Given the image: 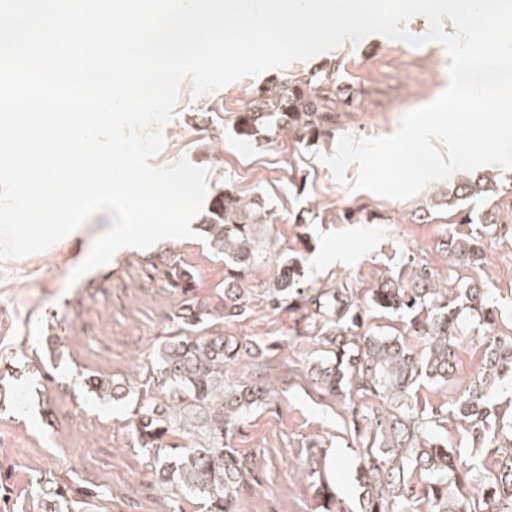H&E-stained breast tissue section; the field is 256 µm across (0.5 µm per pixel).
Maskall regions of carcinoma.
<instances>
[{
    "label": "carcinoma",
    "instance_id": "obj_1",
    "mask_svg": "<svg viewBox=\"0 0 512 512\" xmlns=\"http://www.w3.org/2000/svg\"><path fill=\"white\" fill-rule=\"evenodd\" d=\"M342 96L335 67L323 66L304 79L256 86L245 107L235 115L237 135L248 143L278 138L283 133L310 143L332 137L336 112L350 107ZM503 185L498 175L477 170L450 184L446 205L456 209L461 224H475L468 233L449 231L445 252L462 267L484 258V239L509 225L498 224L496 214H472L460 204L472 198L494 199ZM270 212L259 196H241L230 187L213 186L197 229L213 252L224 258L225 319L241 317L252 309L254 289L246 272L275 258ZM410 278L392 276L372 291L367 306L352 301L345 285L317 288L305 279L304 266L295 258L280 263L279 274L268 288L267 304L296 315L298 335L315 331L331 358L306 367L323 396L349 405L354 394L375 399L380 408L366 425L353 420L355 439L362 452L356 471L360 512H415L424 492L430 512H512V422L493 403L499 389L512 385V336H494L481 376L448 408L417 413L412 389L420 378L448 382L455 371L458 339L486 333L496 315L487 292L461 283L449 296L442 291L435 270L414 260ZM170 285L183 301L177 318L180 333L159 343L147 367L148 381L166 394L128 399L125 386L95 374H80L82 390L103 402L124 401L130 407L133 435L139 447L152 455L158 485L170 491L173 512H182V493L204 500L207 512H236L239 489L252 473L253 463L229 448L225 437L248 411L268 402L267 382L232 379L231 372L245 355L262 356L277 344H246L233 336H203L198 327L214 316L209 305L193 294L194 273L170 258ZM375 309L410 317L412 330L424 336L419 354L393 336H357L354 328ZM454 415L478 448L494 457L492 476L480 477L466 464L436 428ZM320 507L344 512L324 474L312 470ZM36 496L47 504L44 512H82L88 488L65 484L52 477L37 483Z\"/></svg>",
    "mask_w": 512,
    "mask_h": 512
}]
</instances>
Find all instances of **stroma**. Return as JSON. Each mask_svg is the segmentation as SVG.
I'll use <instances>...</instances> for the list:
<instances>
[{"label":"stroma","mask_w":512,"mask_h":512,"mask_svg":"<svg viewBox=\"0 0 512 512\" xmlns=\"http://www.w3.org/2000/svg\"><path fill=\"white\" fill-rule=\"evenodd\" d=\"M324 64L336 66L341 89L356 98L336 114L340 136L391 135L407 112L436 99L449 83V59L440 44L416 47L374 34L198 98L187 81L176 118L165 129L166 145L152 166L185 158L209 169V184L264 196L275 218L279 261L300 256L315 286L346 283L363 303L387 276L409 278L404 257L411 254L440 278L456 272L484 288L498 311L495 335L512 336V233L486 237L484 261L454 270L442 247L449 229L448 209L438 203L444 181L407 200L351 191L316 159L333 154L335 141L308 146L289 135L248 146L236 135L235 115L252 88L272 79L301 78ZM429 206L432 220L417 221L416 212ZM349 209L381 220L346 223L342 215ZM302 210L316 213L317 221L295 223ZM110 226V215L100 212L49 249L0 262V428L10 434L0 452V512H43L34 482L45 474L97 486L88 512H172L170 499L155 487L146 452L132 437L125 405L91 400L77 376L93 372L129 386L131 393L144 392L145 362L153 360L161 336L178 326L179 299L166 277L169 255L192 268L197 297L217 309L224 305V262L204 239H164L141 252L115 254L69 283L78 257L88 255ZM291 325L290 313L269 308L259 297L243 317L213 319L204 327L208 336L277 344L267 355L268 370L255 369L248 358L233 371L239 380H269L275 388L270 402L252 410L227 438L229 447L254 462L255 478L241 488L237 512H321L307 475L316 460L337 499L357 512L359 452L351 440L352 420L358 413L371 414L378 403L358 395L350 408L322 397L304 369L322 359L323 347L313 335L291 336ZM360 331L403 336L415 350L424 348L408 318L394 314L370 311ZM488 346L487 337H462L453 379L419 380L417 410L447 405L462 393L480 374ZM51 356L56 366L49 377L33 375V358Z\"/></svg>","instance_id":"obj_1"}]
</instances>
